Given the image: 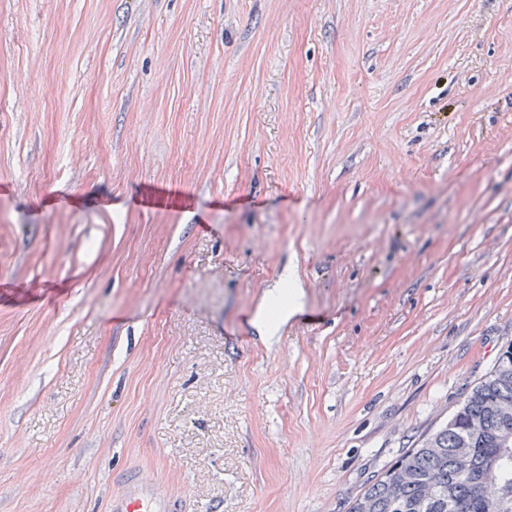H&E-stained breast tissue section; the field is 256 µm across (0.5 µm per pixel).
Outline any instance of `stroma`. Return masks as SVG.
<instances>
[{"label": "stroma", "instance_id": "obj_1", "mask_svg": "<svg viewBox=\"0 0 512 512\" xmlns=\"http://www.w3.org/2000/svg\"><path fill=\"white\" fill-rule=\"evenodd\" d=\"M510 344L512 0H0V512H348ZM282 285L288 288H274L269 292L270 299L280 304L276 309L275 317H270V308L262 307L256 314V321L263 324L268 330L273 331L275 324H281L295 314L300 307L299 298L302 295V285L295 274L290 269H286L281 276ZM288 291V304L281 302V298ZM130 485L133 487L125 495L112 500L111 512H179L182 510L181 500L170 496L165 500L164 496L159 495L153 486L139 476L130 478L128 486Z\"/></svg>", "mask_w": 512, "mask_h": 512}]
</instances>
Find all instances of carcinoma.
Instances as JSON below:
<instances>
[{
  "label": "carcinoma",
  "mask_w": 512,
  "mask_h": 512,
  "mask_svg": "<svg viewBox=\"0 0 512 512\" xmlns=\"http://www.w3.org/2000/svg\"><path fill=\"white\" fill-rule=\"evenodd\" d=\"M350 512H512V344L462 405Z\"/></svg>",
  "instance_id": "1"
}]
</instances>
